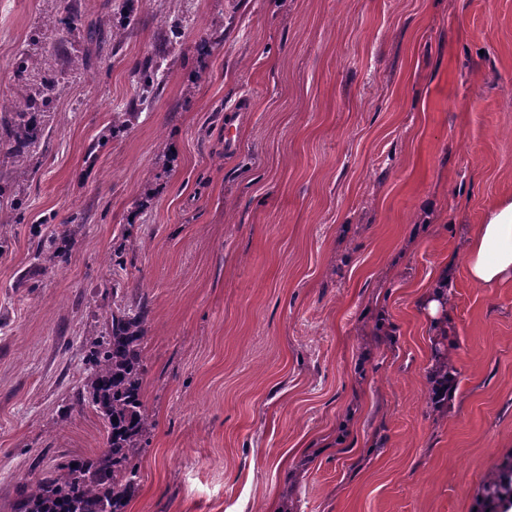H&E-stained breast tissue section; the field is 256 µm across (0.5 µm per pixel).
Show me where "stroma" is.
Returning a JSON list of instances; mask_svg holds the SVG:
<instances>
[{
	"label": "stroma",
	"instance_id": "35a3bbf8",
	"mask_svg": "<svg viewBox=\"0 0 512 512\" xmlns=\"http://www.w3.org/2000/svg\"><path fill=\"white\" fill-rule=\"evenodd\" d=\"M23 52L61 92L0 203V512L103 448L72 398L116 294L149 303L155 420L125 512H484L512 281L465 252L512 199V0H0V99ZM166 75L167 72L162 68V62L157 58L147 59L142 64L137 81L142 88V101L146 100L164 82ZM71 228L69 224H56L53 226L52 232H51V239L49 240V246L50 248L47 250L40 245L37 254L36 259L39 261V265H46V263H51L53 259L54 250H51L53 247L62 250L66 243V239L71 237Z\"/></svg>",
	"mask_w": 512,
	"mask_h": 512
}]
</instances>
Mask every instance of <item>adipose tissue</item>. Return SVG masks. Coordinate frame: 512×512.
Wrapping results in <instances>:
<instances>
[{"label": "adipose tissue", "instance_id": "ef3b65f1", "mask_svg": "<svg viewBox=\"0 0 512 512\" xmlns=\"http://www.w3.org/2000/svg\"><path fill=\"white\" fill-rule=\"evenodd\" d=\"M466 267L469 278L479 285L512 280V201L488 213L469 242Z\"/></svg>", "mask_w": 512, "mask_h": 512}]
</instances>
